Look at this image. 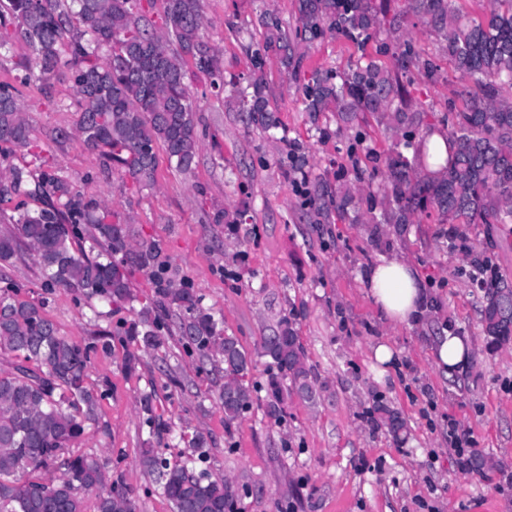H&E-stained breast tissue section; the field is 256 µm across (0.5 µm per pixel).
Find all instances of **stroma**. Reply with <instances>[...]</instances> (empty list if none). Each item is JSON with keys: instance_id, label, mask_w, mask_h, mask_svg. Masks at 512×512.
Listing matches in <instances>:
<instances>
[{"instance_id": "1", "label": "stroma", "mask_w": 512, "mask_h": 512, "mask_svg": "<svg viewBox=\"0 0 512 512\" xmlns=\"http://www.w3.org/2000/svg\"><path fill=\"white\" fill-rule=\"evenodd\" d=\"M294 4L203 0L200 36L217 50L226 75L247 81L249 61L237 28L263 11L296 25ZM411 32L418 48L435 56L442 74L417 95L433 110L445 111L456 75L434 34L421 24ZM356 56L328 35L306 49L303 67H342ZM265 75L282 133L304 144L311 184L328 210H335L354 128L338 123L332 112H304L296 84L277 59H268ZM188 84L201 138L190 175L170 168L162 155L154 182L139 185L79 140L55 141L57 131H74L80 117L75 91L64 77L20 87L31 145L0 143V171L23 175L19 192L0 195V234L11 231L9 218L17 211L46 205L48 196L37 186L44 173H57L83 200L108 202L130 225L133 239L162 243L179 275L253 356L246 378L254 389L253 406L225 426L222 365L201 361L170 333L163 346L143 352L136 375H127L123 360L132 346L114 329L132 319L133 311L111 312L79 290L45 289L29 254L0 264V287L15 285L20 299L39 305L60 335L91 349L86 383L102 394L99 421L76 451L106 463L110 476L132 491L137 512H171L141 463L142 449L162 448L174 459L184 449L181 434L194 432L207 440L208 472L234 485L235 512H512V342L487 349L471 262L472 254L489 252L512 279V241L486 250L485 227L475 224L466 254L451 247L447 225L426 218L380 224L362 213L310 223L280 165V143L241 113L228 111L223 92L212 88L208 76L190 73ZM217 207L246 211L236 235L211 221ZM398 255L416 265L441 311L439 322L396 325L372 303L363 284L366 269ZM283 315L302 340L315 399L290 396L277 421L266 413L269 367L257 348ZM446 330L473 345L463 370L451 376L429 350L430 340ZM381 343L392 349L391 362L376 360L374 349ZM146 395L154 409L150 425L141 405ZM378 400L402 413L403 441L366 418ZM452 419L474 438L491 469H462L448 440Z\"/></svg>"}]
</instances>
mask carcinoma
<instances>
[{
    "mask_svg": "<svg viewBox=\"0 0 512 512\" xmlns=\"http://www.w3.org/2000/svg\"><path fill=\"white\" fill-rule=\"evenodd\" d=\"M472 16L459 0H298L297 26L290 30L278 16L258 18L261 37L244 46L252 79L245 86L224 79L217 53L200 40L201 0H162L164 33L149 28L135 11V0H0V50L15 38L26 43L34 66L22 65L21 85L67 75L77 93L80 120L76 137L102 151L136 183L153 180L155 146L171 165L191 173L200 150L196 107L185 81L186 68L211 76L215 86H231L227 108L247 113L267 131L278 127L266 95L264 67L278 59L297 83L304 111L334 112L350 124L362 112L384 130L402 134L408 158L399 151L381 157L374 142L358 131L347 153L353 181L365 179L368 159H384L385 224H411L435 215L448 225L451 241L466 243L473 224H503L512 232V0H488ZM416 18L436 36L441 53L458 75L455 99L436 122L415 97V80L437 82L439 66L423 55L408 30ZM330 33L354 46L359 58L343 68L301 71L299 47ZM91 39H84V35ZM107 55L101 56L100 50ZM16 87L0 83V143L30 146V130L17 101ZM438 135L446 148L430 146ZM281 165L294 180H304V206L315 223L329 217L322 196L310 187L304 146L281 137ZM48 190L56 204L25 211L15 231L0 236V262L22 248L32 253L44 287L80 289L112 305L131 299L136 272L153 284L151 304L119 333L145 348L162 343L164 317L178 313L177 330L186 347L201 358L224 364L219 399L229 425L254 402L244 383L251 360L238 339L219 328L202 297L172 269L161 244L131 242L130 225L112 221L106 204L84 201L55 174ZM92 242L86 250L79 239ZM484 278L480 321L489 348L512 340V282L489 260L479 262ZM268 358L267 412L279 420L284 397L295 392L314 399L300 337L288 317L261 338ZM11 368L0 370V512H135L130 490L106 477L105 463L68 453L87 426L96 421L99 396L86 386L90 348L60 336L40 307L0 292V354ZM290 385H285V382ZM370 422L398 440L406 422L378 401ZM207 441L195 436L189 454L171 461L159 448L142 449V464L154 477L172 512H234L232 486L197 467L207 457ZM95 493L93 507L86 495Z\"/></svg>",
    "mask_w": 512,
    "mask_h": 512,
    "instance_id": "cac0c4a2",
    "label": "carcinoma"
}]
</instances>
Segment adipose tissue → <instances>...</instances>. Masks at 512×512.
<instances>
[{
  "mask_svg": "<svg viewBox=\"0 0 512 512\" xmlns=\"http://www.w3.org/2000/svg\"><path fill=\"white\" fill-rule=\"evenodd\" d=\"M370 297L384 318L393 323H421L429 308L426 288L416 269L403 257L382 260L366 278Z\"/></svg>",
  "mask_w": 512,
  "mask_h": 512,
  "instance_id": "ef3b65f1",
  "label": "adipose tissue"
}]
</instances>
